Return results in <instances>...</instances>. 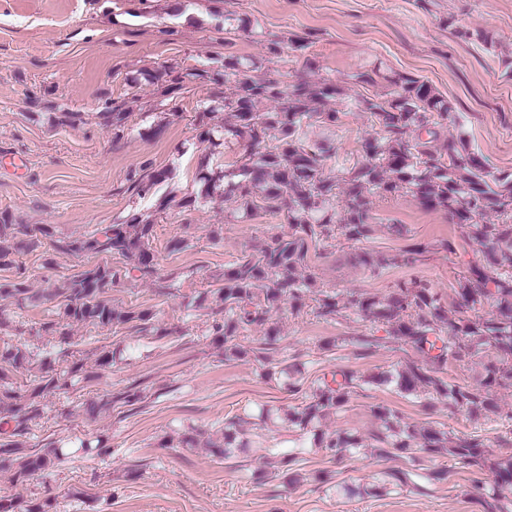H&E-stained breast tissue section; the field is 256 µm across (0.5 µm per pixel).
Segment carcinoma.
<instances>
[{"label": "carcinoma", "mask_w": 512, "mask_h": 512, "mask_svg": "<svg viewBox=\"0 0 512 512\" xmlns=\"http://www.w3.org/2000/svg\"><path fill=\"white\" fill-rule=\"evenodd\" d=\"M276 41L267 45L266 71L249 75L236 56L224 57L223 72L217 77L229 85L222 108L232 113L234 122L224 125V138L243 144L245 153L238 168L229 170L201 165L197 174L200 196H233L247 210L262 209L272 215H286L291 232L274 235L256 254L239 259L224 269V287L211 291V303L224 311V322L212 326L215 342L225 343L238 331L261 330L270 344L280 340L273 313L281 306L298 313L308 296H314L316 316L334 320L346 309L385 326L387 336H357L352 347L375 351L394 343L411 348L421 359L395 372L383 371L371 380L339 368L309 386L299 370L290 365L279 370L294 393L309 394V402L288 412V423L300 430L291 448H267L263 458H277L283 466H294L306 448H319L340 460L368 451L391 454L415 462L421 455H446L452 465L428 469L431 485L450 481L457 474L490 470L494 483L479 480L472 488L479 494L485 512H512V454L495 459L485 456V438L470 435L453 439L446 431L421 430L405 422L391 408L375 411L380 428L368 437L341 430L322 429V420L342 410L356 388L367 383L391 386L404 397L441 400L470 418L500 414L497 393L512 388V224L485 221L490 212H512V173L489 176L481 156L471 152L461 136L441 137L452 112L449 102L431 85L413 75L394 81L395 90L383 96L358 95L353 106L370 115L378 128L376 135L361 144V160L336 178L325 174L327 160L335 146L326 138L314 146L305 140L310 121L329 131L341 124L344 112L331 106L342 99L344 89L329 78H298L290 83L272 67L281 58ZM151 83L165 85L169 92L182 86L184 76L169 66L144 73ZM274 103V110L261 112L259 104ZM168 177L164 170L152 171L137 182V194L150 191ZM411 195L425 210L444 211L454 223L467 229L479 246L481 264H469L456 274L451 284L455 301L472 309L484 302L492 304L487 317L461 314L448 316V309L433 289L417 278L402 281L388 294L343 292L334 288L315 289L310 268L311 246H336L343 240L358 243L373 233L369 196ZM344 196L341 211L331 206L337 195ZM154 223L149 215L134 213L123 224H109L84 238L57 239L55 248L75 254L107 255L126 262L124 271L107 265L88 267L71 276L60 291L65 298L64 321L43 323L48 336H59L65 347L56 351L40 346L5 347L0 350V472L16 483L57 467L65 456L61 441H49L42 448H30L23 440L30 425L42 418V399L59 390H68L94 374L77 357L79 343L69 340L73 323L112 328L132 322L148 330L151 312L112 305L110 293L121 278L135 280L156 274L152 253L147 249ZM30 248L18 239L8 212L0 213V267L13 270L0 278V300L22 305L39 302L42 296L30 288L25 267L15 263L16 252ZM425 251L416 244L401 256L386 257L366 253L361 264L373 275L397 265L411 266ZM93 367H112L113 352L103 345L95 348ZM65 364L57 371L53 365ZM474 365L478 371L461 379H451V367ZM37 370L27 387L16 385V374ZM144 400L143 392L129 389L90 404L96 416L112 411V404L134 406ZM211 454L226 460L249 450L236 423L224 427L222 440L208 443ZM416 473L388 471L383 481L400 486H417ZM50 501L25 504L0 499V512H48Z\"/></svg>", "instance_id": "1"}]
</instances>
